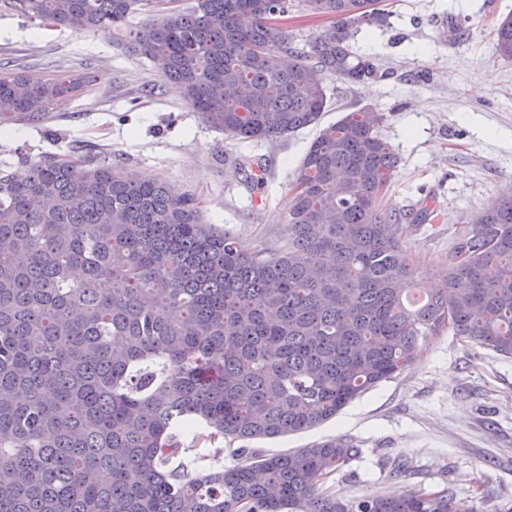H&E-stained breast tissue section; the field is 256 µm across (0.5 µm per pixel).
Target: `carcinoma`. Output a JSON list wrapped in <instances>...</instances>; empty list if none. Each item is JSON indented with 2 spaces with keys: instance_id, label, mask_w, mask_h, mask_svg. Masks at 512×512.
<instances>
[{
  "instance_id": "1",
  "label": "carcinoma",
  "mask_w": 512,
  "mask_h": 512,
  "mask_svg": "<svg viewBox=\"0 0 512 512\" xmlns=\"http://www.w3.org/2000/svg\"><path fill=\"white\" fill-rule=\"evenodd\" d=\"M14 0L74 32L123 28L202 121L242 140L320 123L326 78H377L350 41L378 0H301L330 25L299 47L274 25L288 0ZM156 18L133 22L143 10ZM512 62V15L495 28ZM77 89L0 69V130L41 121ZM361 108L319 130L300 165L287 245L268 255L203 222L191 193L127 179L105 156L0 172V512H475L446 491L346 499L324 479L342 439L203 465L183 437L224 453L312 430L399 375L448 330L512 357V197L456 239L442 288L404 299L413 224L384 208L398 158Z\"/></svg>"
}]
</instances>
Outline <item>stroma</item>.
I'll return each instance as SVG.
<instances>
[{
    "label": "stroma",
    "mask_w": 512,
    "mask_h": 512,
    "mask_svg": "<svg viewBox=\"0 0 512 512\" xmlns=\"http://www.w3.org/2000/svg\"><path fill=\"white\" fill-rule=\"evenodd\" d=\"M0 0V65L31 77L88 75L92 82L39 124L0 134V169L74 146L109 156L129 176L150 174L193 193L206 223L269 252L287 240L286 217L301 161L320 126L369 108L399 158L389 204L436 199L440 221L413 228L406 247L418 292L440 284L458 232L512 188V64L494 55L497 21L512 0H381L387 26L360 33L353 50L382 76L326 80L320 126L273 141L234 140L204 124L179 88L128 47L122 29L78 34L31 19ZM460 36L448 35V27ZM260 162L261 189L236 159ZM343 438L358 455L323 490L356 499L404 489L448 490L476 512H512V357L473 348L451 332L428 337L418 357L318 428L253 441L263 454Z\"/></svg>",
    "instance_id": "obj_1"
}]
</instances>
